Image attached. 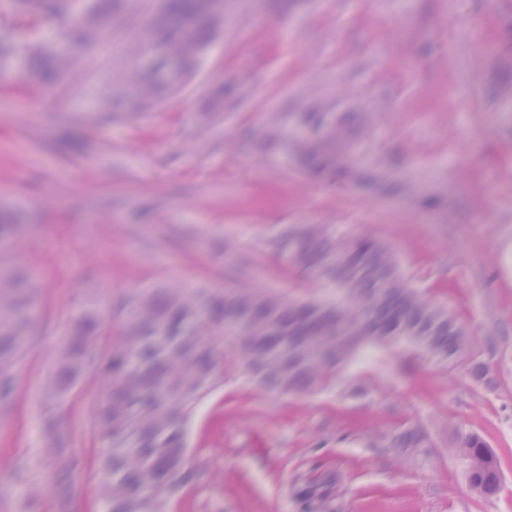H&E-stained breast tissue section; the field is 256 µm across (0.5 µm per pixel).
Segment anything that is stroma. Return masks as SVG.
Listing matches in <instances>:
<instances>
[{
    "instance_id": "1",
    "label": "stroma",
    "mask_w": 512,
    "mask_h": 512,
    "mask_svg": "<svg viewBox=\"0 0 512 512\" xmlns=\"http://www.w3.org/2000/svg\"><path fill=\"white\" fill-rule=\"evenodd\" d=\"M158 0H125L111 48L84 54L87 81L121 61ZM492 45L479 52L477 43ZM512 70V0H224V26L182 91L144 113L89 112L74 89L46 91L0 68V208L23 231L0 268L40 280L31 349L0 413V512H61L44 486L46 424L76 434L84 457L72 500L100 512L105 473L88 435L90 396L45 416L43 380L61 333L95 305L110 334L136 290L247 285L324 297L279 274L290 224L373 234L402 271L463 325L467 345L443 365L400 345L362 354L333 387L269 393L246 373L217 380L185 424L191 477L169 512H512V111L498 74ZM316 100L370 125L356 153L395 160L403 189L318 181L257 141L270 113L287 124ZM82 146L71 161L60 141ZM440 196L439 208L422 200ZM483 364L497 379L474 378ZM424 428L418 448L395 433ZM498 458L500 486L472 489L462 435Z\"/></svg>"
}]
</instances>
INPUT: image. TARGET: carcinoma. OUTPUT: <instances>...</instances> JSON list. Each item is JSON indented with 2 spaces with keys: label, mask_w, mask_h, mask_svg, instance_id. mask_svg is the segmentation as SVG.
I'll list each match as a JSON object with an SVG mask.
<instances>
[{
  "label": "carcinoma",
  "mask_w": 512,
  "mask_h": 512,
  "mask_svg": "<svg viewBox=\"0 0 512 512\" xmlns=\"http://www.w3.org/2000/svg\"><path fill=\"white\" fill-rule=\"evenodd\" d=\"M123 0H15L22 18L53 13L68 25L53 38L22 46L24 77L45 90L64 85L85 50L111 36ZM216 35L208 0H161L159 13L130 42L128 60L100 91L109 112L125 103L146 112L179 90ZM354 115L319 105L300 113L302 129L271 114L263 149L292 152L308 174L358 181L350 155ZM21 217L0 212V240L16 236ZM283 272L300 270L330 291L322 299L238 287L190 290L175 283L139 291L128 301V328L108 337L99 314L81 311L67 331L41 392L51 409L71 402L89 380L91 434L106 479L101 512H165L187 473L184 424L220 375L245 370L276 394L325 390L360 353L407 346L440 363L463 352L466 332L441 304L403 277L398 257L371 235H341L330 224H290L276 244ZM38 288L28 273L0 270V410L10 408L18 365L29 351L27 325ZM54 469L44 490L71 504L69 489L83 468L73 436L47 428ZM461 451L479 494L499 488V464L483 439L469 434Z\"/></svg>",
  "instance_id": "obj_1"
}]
</instances>
